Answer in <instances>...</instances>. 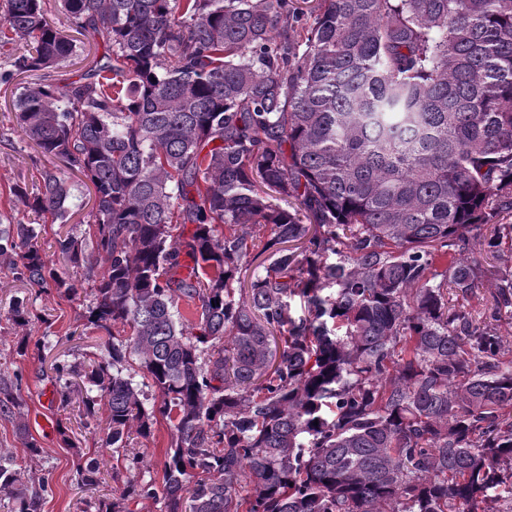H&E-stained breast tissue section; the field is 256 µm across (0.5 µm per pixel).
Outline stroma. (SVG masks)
Segmentation results:
<instances>
[{"label": "stroma", "mask_w": 512, "mask_h": 512, "mask_svg": "<svg viewBox=\"0 0 512 512\" xmlns=\"http://www.w3.org/2000/svg\"><path fill=\"white\" fill-rule=\"evenodd\" d=\"M41 3L47 18L63 34L75 39L78 51L57 67L18 74L10 83H0V222L35 224L46 261L64 275L79 279L82 270L64 261L53 243L56 237L69 233L84 243H91L93 197L78 177L66 175L71 194L66 221L36 224L20 191L31 188L42 170H59L63 164L55 158L36 157L18 124L13 103L22 87L40 83L62 87L81 80L105 63L108 51L100 37L76 34L60 0H41ZM20 299L31 303L34 313L33 319L24 325L13 319V306ZM90 300L88 289H80L73 298L53 289L42 293L11 271L0 269V376L10 378L17 372L22 375L20 408L6 415L0 413V456L14 458L25 483L44 476L49 478L50 491L41 512H87L90 504L110 502L119 486L108 474L96 486L78 485V465L105 445L107 405L98 403L96 420L90 426H82L81 399H74L67 411H60L52 380L56 361L83 366L99 359L103 352L97 330L85 320ZM39 339L45 341L44 349H36L35 342ZM24 341L30 348L22 356L18 346ZM62 418L70 422L64 435L57 427ZM170 434L169 424L161 420L150 437L131 435L127 446L128 453L143 456L147 475L157 481L163 476ZM29 437L40 443L41 456L32 459L26 455L24 442Z\"/></svg>", "instance_id": "stroma-1"}]
</instances>
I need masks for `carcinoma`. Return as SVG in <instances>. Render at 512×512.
Wrapping results in <instances>:
<instances>
[{
	"label": "carcinoma",
	"instance_id": "1",
	"mask_svg": "<svg viewBox=\"0 0 512 512\" xmlns=\"http://www.w3.org/2000/svg\"><path fill=\"white\" fill-rule=\"evenodd\" d=\"M313 2L62 0L112 56L16 98L27 139L94 189L92 254L55 246L93 282L105 354L55 363L59 404L85 378L114 453L159 416L171 428L162 488L126 454L97 512L159 496L165 512H512V359L493 327L512 265L470 257L512 242V0ZM16 36L30 47L3 82L76 52L41 0H7L0 47ZM23 195L64 217L58 173ZM259 236L271 262L246 287ZM37 238L0 224V264L77 294ZM483 287L485 323L448 306ZM20 385L0 379V412ZM47 487L0 457L10 512H41Z\"/></svg>",
	"mask_w": 512,
	"mask_h": 512
}]
</instances>
